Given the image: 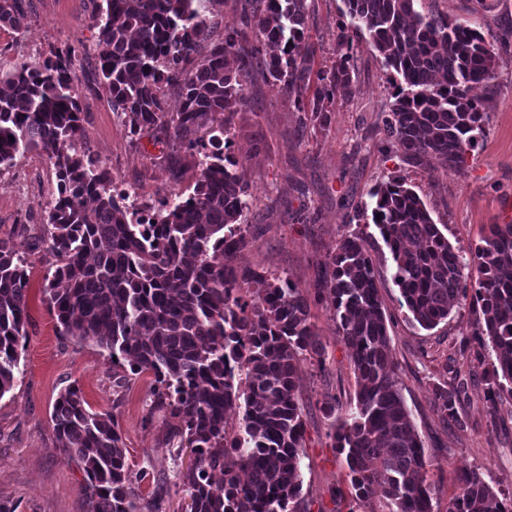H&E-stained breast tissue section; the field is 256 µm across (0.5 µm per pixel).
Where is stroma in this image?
<instances>
[{"mask_svg": "<svg viewBox=\"0 0 512 512\" xmlns=\"http://www.w3.org/2000/svg\"><path fill=\"white\" fill-rule=\"evenodd\" d=\"M99 0H32L22 32L0 28V58L41 61L57 48H71L79 77L83 135L79 149L109 170L148 212L170 191L192 193L195 172L184 165L172 173L169 145L131 136L113 114L97 84L94 57L98 30L92 17ZM306 35L314 70L336 61L337 34L347 18L342 0H307ZM416 11L442 14L477 30L494 44L504 63L493 88L473 89L484 99L485 134L466 156L463 173L444 171L438 161L424 170L405 168L381 148L384 120L392 102L390 71L367 35L354 38V91L337 95L326 125L306 124L287 93L254 72L245 83L246 106L231 117L233 151L247 172L249 226L243 264L271 273L287 272L299 287L315 289L336 243L350 232L369 235L380 271L379 296L387 316L392 360L410 417L422 439L425 478L434 512H446L458 491L462 468H474L494 490L512 493V397L489 406L474 390L461 409L464 430L447 429L432 388L452 368L483 373L489 360L471 337V299L462 300L447 322L432 330L411 323L391 276V254L374 226L354 215L380 180L402 175L448 240L470 251L489 225L512 221V0H415ZM56 189L54 169L38 153L17 158L0 171V238L11 239L30 263L27 326L21 372L0 398V502L16 512H89L81 490L84 474L57 448L51 421L62 389L78 382L92 410L113 414L125 446L135 487L159 512H184L178 473L192 459L171 433L174 422L154 408V377L113 366L90 343L60 335L42 293L50 256L42 226ZM311 313L325 362L305 357L299 397L305 422L301 459L303 493L312 512H348L349 499H336L347 486L345 456L334 446L322 405L355 402L356 382L349 351L336 332L332 299L312 301Z\"/></svg>", "mask_w": 512, "mask_h": 512, "instance_id": "1", "label": "stroma"}]
</instances>
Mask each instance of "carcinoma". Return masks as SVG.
<instances>
[{"instance_id": "cac0c4a2", "label": "carcinoma", "mask_w": 512, "mask_h": 512, "mask_svg": "<svg viewBox=\"0 0 512 512\" xmlns=\"http://www.w3.org/2000/svg\"><path fill=\"white\" fill-rule=\"evenodd\" d=\"M215 0H102L95 70L112 111L133 135L159 132L194 159L193 193L171 194L151 222L131 218L112 194L110 173L78 151L79 78L73 50L0 69V167L44 154L56 191L44 237L51 256L44 301L60 334L92 342L112 364L150 372L154 407L177 420L173 438L194 459L181 472L188 512H310L300 463L305 426L299 369L323 354L308 292L288 273L237 263L247 244L242 217L249 182L231 152L222 115L245 100L259 67L320 125L336 92L352 88L350 44L367 33L391 69L392 97L383 142L408 168L436 158L463 172L484 134V112L471 96L491 85L502 59L476 30L423 15L414 0H342L336 64L311 85L306 0H245L243 24L209 41ZM31 0H0V27L21 31ZM177 89L169 110L164 87ZM204 135L197 136L198 132ZM354 219L374 225L392 258V279L412 315L433 329L472 295L471 335L491 358L483 382L490 404L512 394V224H492L468 254L453 247L407 178L370 191ZM29 263L0 238V398L20 372L27 338ZM379 273L361 233L329 256L317 292L333 299L339 336L357 379L356 404L323 406L334 447L345 454L350 494L360 506L379 493L387 512H433L424 446L404 406L377 287ZM475 377L456 368L433 387L449 428H463L458 408ZM242 410L238 427L226 416ZM52 421L60 451L78 462L91 512H153L140 502L113 415L92 412L73 383L58 396ZM246 479H241L239 473ZM447 512H512L480 473L463 468Z\"/></svg>"}]
</instances>
